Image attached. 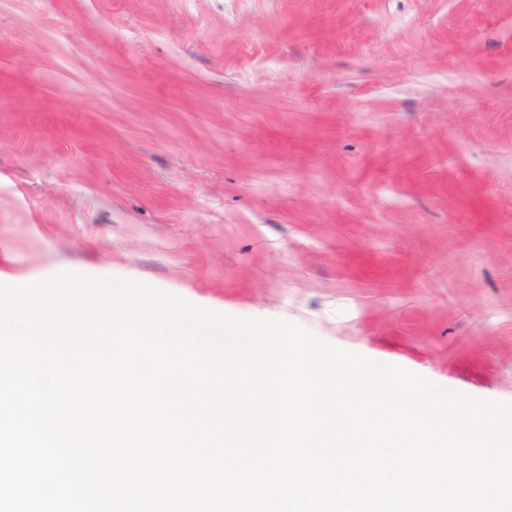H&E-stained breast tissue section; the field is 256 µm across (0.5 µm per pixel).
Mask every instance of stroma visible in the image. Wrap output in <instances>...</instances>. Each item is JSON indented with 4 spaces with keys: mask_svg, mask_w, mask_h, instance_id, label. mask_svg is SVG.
Instances as JSON below:
<instances>
[{
    "mask_svg": "<svg viewBox=\"0 0 512 512\" xmlns=\"http://www.w3.org/2000/svg\"><path fill=\"white\" fill-rule=\"evenodd\" d=\"M64 271L512 401V0H0V283Z\"/></svg>",
    "mask_w": 512,
    "mask_h": 512,
    "instance_id": "obj_1",
    "label": "stroma"
}]
</instances>
